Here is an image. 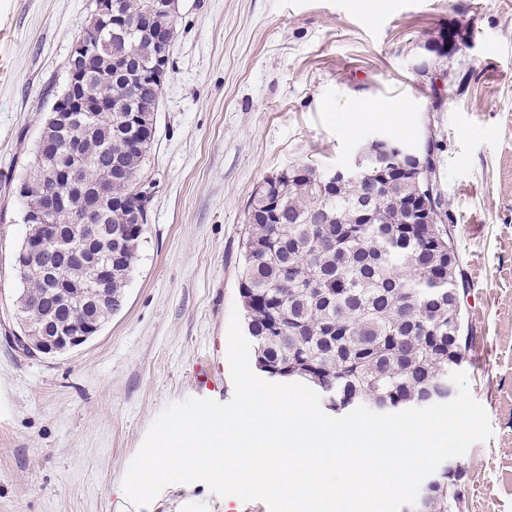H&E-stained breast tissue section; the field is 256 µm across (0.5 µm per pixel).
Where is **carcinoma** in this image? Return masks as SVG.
<instances>
[{"instance_id": "cac0c4a2", "label": "carcinoma", "mask_w": 512, "mask_h": 512, "mask_svg": "<svg viewBox=\"0 0 512 512\" xmlns=\"http://www.w3.org/2000/svg\"><path fill=\"white\" fill-rule=\"evenodd\" d=\"M127 24L137 25L147 0H119ZM104 91L138 112L155 113L151 82L132 84L129 72L103 70L89 77L86 91ZM119 115H81L57 137V152L71 149L95 158L84 171L88 183L119 158L133 174L147 155L120 138ZM21 184L24 205L37 210L52 188L44 169L28 162ZM413 178H380L374 170L358 182L328 186L329 171L295 165L267 179L248 205L239 283L256 364L269 378L307 383L326 394L332 410L374 405L400 412L447 393L445 383L462 369L475 338L463 332L460 302L467 288L458 280L457 251L448 212L436 188L435 164L408 162ZM427 186L442 219L411 224L404 199ZM115 200L100 211L107 230H127L122 242L100 238L96 254L112 260V281L101 296L87 271L71 278L89 301L90 314L106 323L125 303L135 247L144 234L128 226L137 199L114 187ZM20 302L43 298L44 281L25 278ZM444 477L426 483L423 512H457Z\"/></svg>"}]
</instances>
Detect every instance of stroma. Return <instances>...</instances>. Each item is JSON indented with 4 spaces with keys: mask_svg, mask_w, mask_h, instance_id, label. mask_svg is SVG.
I'll return each mask as SVG.
<instances>
[{
    "mask_svg": "<svg viewBox=\"0 0 512 512\" xmlns=\"http://www.w3.org/2000/svg\"><path fill=\"white\" fill-rule=\"evenodd\" d=\"M92 0H0V512H115L158 413L227 359L248 204L291 165L333 170L373 136L433 146L459 256L465 368L492 434L460 456L468 512H512V0H179L144 167L156 181L126 303L57 356L16 336L26 226L5 186L28 174ZM451 26L441 111L416 66ZM268 512L201 482L144 512Z\"/></svg>",
    "mask_w": 512,
    "mask_h": 512,
    "instance_id": "35a3bbf8",
    "label": "stroma"
}]
</instances>
